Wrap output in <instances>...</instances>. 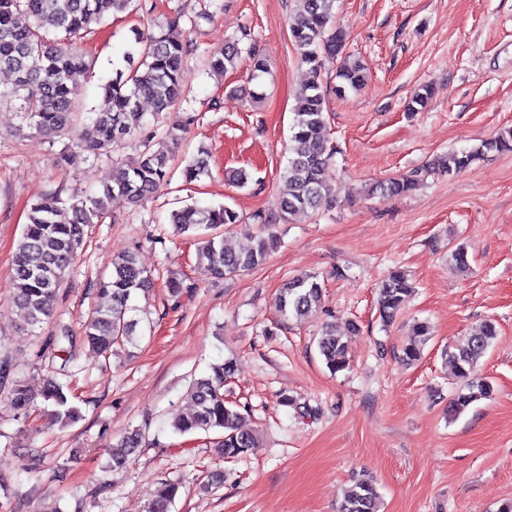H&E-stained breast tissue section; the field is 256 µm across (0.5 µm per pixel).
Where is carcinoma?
I'll return each mask as SVG.
<instances>
[{
  "mask_svg": "<svg viewBox=\"0 0 512 512\" xmlns=\"http://www.w3.org/2000/svg\"><path fill=\"white\" fill-rule=\"evenodd\" d=\"M298 11L290 28L299 50L300 61L309 67V81L298 94L288 145V164L281 176L278 193V217L287 222L299 215L315 214L328 204V176L334 154L327 139L325 100L320 77L327 61H340L336 93L356 90L365 82L360 64L344 54L346 35L333 25L336 0H296ZM132 0H0V73L10 82L0 85V104L16 109L21 125L47 137L68 135L71 145L57 164L78 157L113 156L132 138L140 150L131 161L113 162L112 183L94 193H50L30 207L28 222L17 242V254L10 280L13 299L24 325L34 327L50 317L54 301L71 266L83 247L86 228L99 224L109 215L112 197L120 195L138 205L153 196L169 180L173 151L181 143L195 116L178 112L185 98L182 75L191 44L172 32L146 37L135 33L141 45L139 58L127 52L126 70L116 71L103 87L98 103L82 118L73 99L78 78L93 72L95 58L83 52L78 42L94 33V26L105 17L128 10ZM242 37L226 43L224 54L208 61L209 70L224 74L236 68L242 53L252 59L251 79L266 72L267 66L254 46L241 47ZM154 107L153 121L146 120L141 101ZM512 152V129L462 151H452L424 168L377 183L372 191L405 196L415 191L431 174L453 175L472 167L490 153ZM210 152L198 147L197 154L183 169L185 181H200L211 175ZM261 224L257 235L236 248L226 245L221 228L240 221L239 214L227 205L200 207L187 205L170 215L177 235L193 233L197 237V260L216 277H233L264 263L274 245V224L258 213ZM152 285L151 274L141 267L132 252L112 262V274L100 283L99 291L108 302L96 307L83 329V342L99 354H108L119 343L137 342L140 320L131 312L135 296ZM412 292L406 272L392 271L379 285V317L390 324L408 302ZM323 286L314 275L288 280L277 299L278 311L300 320L321 303ZM424 322L412 326L411 340L403 348L402 360L412 364L421 358L418 338L428 335ZM496 324L485 322L479 331L445 349L443 356L454 365L462 381L461 391L448 402V415L463 413L472 403L491 394L486 378L478 374L480 359L497 336ZM319 354L327 368L336 373L349 368L347 348L342 335L332 328L317 341ZM235 373V363L226 359L214 364L211 372L194 380L188 389L193 410L173 423L180 434L197 430L220 429L223 437L215 452L226 458L247 454L259 447L255 433L240 425L236 406L224 400V384ZM39 397L55 407L53 419L69 426L80 418L78 407L69 404L64 385L49 378ZM21 381L14 380L7 400L19 414H26L36 397ZM140 443L139 434L122 436L111 450V465L121 468L129 461L132 449ZM179 486L169 483L150 505L149 512H169ZM379 494L369 479L357 481L346 494L338 512H378Z\"/></svg>",
  "mask_w": 512,
  "mask_h": 512,
  "instance_id": "carcinoma-1",
  "label": "carcinoma"
}]
</instances>
